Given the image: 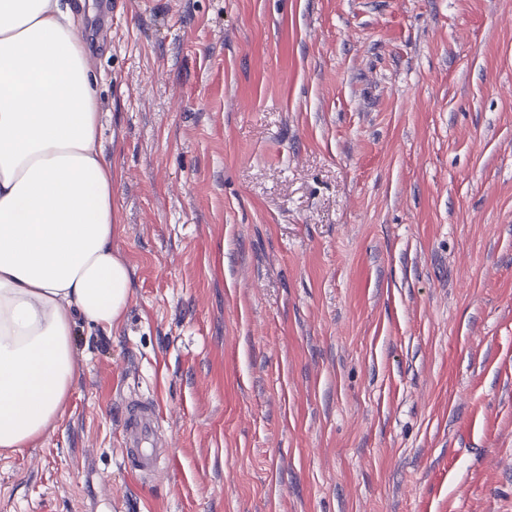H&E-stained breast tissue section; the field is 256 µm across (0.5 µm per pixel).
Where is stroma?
<instances>
[{"instance_id": "obj_1", "label": "stroma", "mask_w": 512, "mask_h": 512, "mask_svg": "<svg viewBox=\"0 0 512 512\" xmlns=\"http://www.w3.org/2000/svg\"><path fill=\"white\" fill-rule=\"evenodd\" d=\"M66 2L135 288L0 512H512V0ZM159 412L150 403H129L124 414L125 468L142 477L159 470L161 456L167 448H158L156 440Z\"/></svg>"}]
</instances>
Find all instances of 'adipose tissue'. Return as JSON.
<instances>
[{"label": "adipose tissue", "mask_w": 512, "mask_h": 512, "mask_svg": "<svg viewBox=\"0 0 512 512\" xmlns=\"http://www.w3.org/2000/svg\"><path fill=\"white\" fill-rule=\"evenodd\" d=\"M101 117L73 11L0 0V454L63 416L78 323L112 332L131 301Z\"/></svg>", "instance_id": "1"}]
</instances>
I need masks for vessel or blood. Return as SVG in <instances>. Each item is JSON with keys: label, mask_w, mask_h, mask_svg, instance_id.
Instances as JSON below:
<instances>
[{"label": "vessel or blood", "mask_w": 512, "mask_h": 512, "mask_svg": "<svg viewBox=\"0 0 512 512\" xmlns=\"http://www.w3.org/2000/svg\"><path fill=\"white\" fill-rule=\"evenodd\" d=\"M159 412L151 403L128 404L123 420L127 470L137 476L158 472L163 451L158 446L156 432Z\"/></svg>", "instance_id": "obj_1"}]
</instances>
